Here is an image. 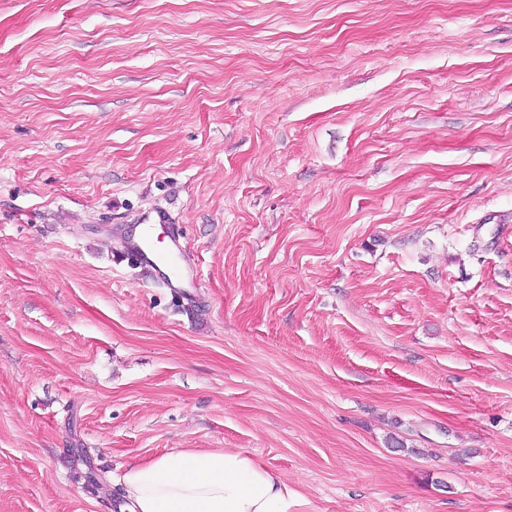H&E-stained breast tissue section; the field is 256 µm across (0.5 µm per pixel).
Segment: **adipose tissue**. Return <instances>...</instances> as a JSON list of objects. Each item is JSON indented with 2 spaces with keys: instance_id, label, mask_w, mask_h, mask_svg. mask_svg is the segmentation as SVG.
Masks as SVG:
<instances>
[{
  "instance_id": "obj_1",
  "label": "adipose tissue",
  "mask_w": 512,
  "mask_h": 512,
  "mask_svg": "<svg viewBox=\"0 0 512 512\" xmlns=\"http://www.w3.org/2000/svg\"><path fill=\"white\" fill-rule=\"evenodd\" d=\"M120 512H308L306 497L253 457L192 448L132 464Z\"/></svg>"
}]
</instances>
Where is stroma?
Returning a JSON list of instances; mask_svg holds the SVG:
<instances>
[{
    "instance_id": "obj_1",
    "label": "stroma",
    "mask_w": 512,
    "mask_h": 512,
    "mask_svg": "<svg viewBox=\"0 0 512 512\" xmlns=\"http://www.w3.org/2000/svg\"><path fill=\"white\" fill-rule=\"evenodd\" d=\"M189 448L512 512V0H0V512ZM143 229L137 239L129 240L128 252L136 258L137 262L144 268H147L157 278L159 275L165 276L170 283L172 280H180L185 277V272L181 267L176 249L178 246L174 240L173 248L159 250L153 239L154 224L150 219L144 218Z\"/></svg>"
}]
</instances>
